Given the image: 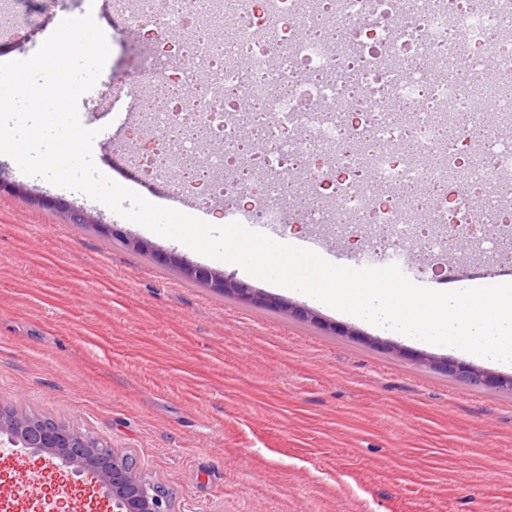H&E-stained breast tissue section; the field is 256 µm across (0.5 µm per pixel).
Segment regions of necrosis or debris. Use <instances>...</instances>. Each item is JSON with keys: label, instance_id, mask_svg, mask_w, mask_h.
Masks as SVG:
<instances>
[{"label": "necrosis or debris", "instance_id": "necrosis-or-debris-1", "mask_svg": "<svg viewBox=\"0 0 512 512\" xmlns=\"http://www.w3.org/2000/svg\"><path fill=\"white\" fill-rule=\"evenodd\" d=\"M150 31L124 91L146 173L256 226L330 225L364 258L497 260L512 235V0H112ZM426 58L429 71L413 68ZM470 73L466 88L449 69ZM195 85V97L184 96ZM412 103L395 115L394 101Z\"/></svg>", "mask_w": 512, "mask_h": 512}]
</instances>
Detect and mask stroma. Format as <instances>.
Returning <instances> with one entry per match:
<instances>
[{
	"mask_svg": "<svg viewBox=\"0 0 512 512\" xmlns=\"http://www.w3.org/2000/svg\"><path fill=\"white\" fill-rule=\"evenodd\" d=\"M98 19L112 52L78 101L105 175L173 203L109 146L103 102L136 41ZM0 404L69 422L132 454L178 512H512V388L433 365L447 350L216 263L0 157ZM47 205H40L39 197ZM81 207L99 226L71 224ZM288 299L252 305L180 277L154 250ZM312 317L295 314V307ZM39 456H0V501L40 512Z\"/></svg>",
	"mask_w": 512,
	"mask_h": 512,
	"instance_id": "obj_1",
	"label": "stroma"
}]
</instances>
